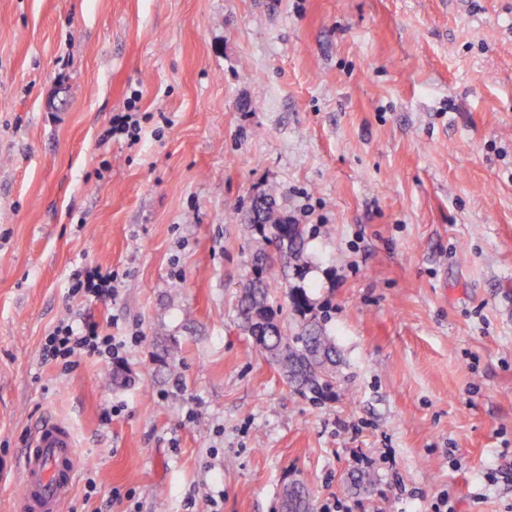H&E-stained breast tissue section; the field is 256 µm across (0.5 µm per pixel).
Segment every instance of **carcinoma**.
<instances>
[{"mask_svg":"<svg viewBox=\"0 0 512 512\" xmlns=\"http://www.w3.org/2000/svg\"><path fill=\"white\" fill-rule=\"evenodd\" d=\"M252 229L262 241L274 247L253 255V277L238 301L242 326L254 341L257 352L274 362L297 388L321 398L330 391L336 365V344L317 323L310 320L292 331L279 326L277 311L269 301L270 281L278 270L288 269V262L300 268L305 244V228L283 216L276 194L269 192L254 201ZM282 507L287 512H309L311 504L303 489L295 483L280 491Z\"/></svg>","mask_w":512,"mask_h":512,"instance_id":"carcinoma-1","label":"carcinoma"}]
</instances>
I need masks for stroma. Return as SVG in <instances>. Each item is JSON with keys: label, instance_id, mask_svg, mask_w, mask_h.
I'll return each instance as SVG.
<instances>
[{"label": "stroma", "instance_id": "obj_1", "mask_svg": "<svg viewBox=\"0 0 512 512\" xmlns=\"http://www.w3.org/2000/svg\"><path fill=\"white\" fill-rule=\"evenodd\" d=\"M133 93L134 145L105 134ZM272 189L307 227L278 321L336 342L320 400L238 320ZM95 265L116 297L72 295ZM77 308L124 382L43 363ZM45 419L83 462L65 512H281L287 483L512 512V0H0V512Z\"/></svg>", "mask_w": 512, "mask_h": 512}]
</instances>
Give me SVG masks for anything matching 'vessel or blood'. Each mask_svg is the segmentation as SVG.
I'll use <instances>...</instances> for the list:
<instances>
[{"label": "vessel or blood", "instance_id": "vessel-or-blood-1", "mask_svg": "<svg viewBox=\"0 0 512 512\" xmlns=\"http://www.w3.org/2000/svg\"><path fill=\"white\" fill-rule=\"evenodd\" d=\"M77 444L69 425L42 421L20 463V512H63L81 466Z\"/></svg>", "mask_w": 512, "mask_h": 512}]
</instances>
